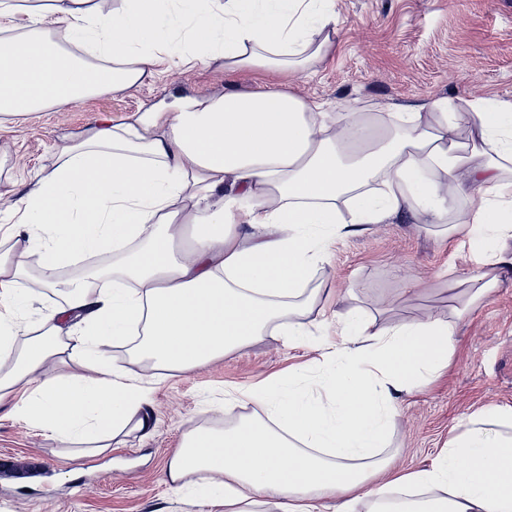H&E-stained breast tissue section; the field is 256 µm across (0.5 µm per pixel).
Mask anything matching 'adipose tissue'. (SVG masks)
<instances>
[{
    "label": "adipose tissue",
    "instance_id": "ef3b65f1",
    "mask_svg": "<svg viewBox=\"0 0 512 512\" xmlns=\"http://www.w3.org/2000/svg\"><path fill=\"white\" fill-rule=\"evenodd\" d=\"M335 0H0V115H18L151 76L162 51L229 71L304 70L331 46ZM63 14L65 45L43 34ZM324 103L292 89L188 99L158 134L107 123L64 145L21 197L0 249V400L74 456L157 421L150 389L111 360L114 346L183 372L264 336L304 344L320 292L311 267L329 244L373 224H448L482 270L447 316L378 324L340 313L336 358L315 379L291 370L246 392L255 417L199 429L168 461L174 493L232 512H512V407L480 412L430 467L391 475L385 455L400 393L447 368L459 324L512 271V102L438 99L401 112H349L330 131ZM464 127L470 140L449 139ZM380 189H371L374 176ZM458 198L461 223L448 222ZM194 227L188 257L173 242ZM121 252L112 288L71 283L34 336L20 338L29 263L53 279L79 257ZM62 359L67 369L47 372ZM218 481L187 486V475Z\"/></svg>",
    "mask_w": 512,
    "mask_h": 512
}]
</instances>
